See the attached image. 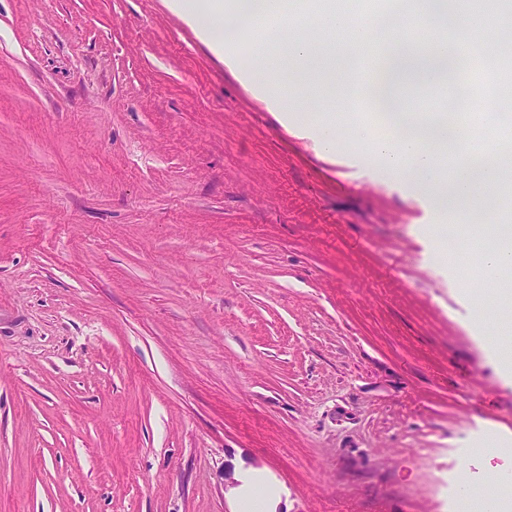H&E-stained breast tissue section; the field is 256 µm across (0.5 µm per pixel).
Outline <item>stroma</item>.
<instances>
[{
    "instance_id": "stroma-1",
    "label": "stroma",
    "mask_w": 512,
    "mask_h": 512,
    "mask_svg": "<svg viewBox=\"0 0 512 512\" xmlns=\"http://www.w3.org/2000/svg\"><path fill=\"white\" fill-rule=\"evenodd\" d=\"M171 0H0V512H454L512 487V315L351 115ZM262 484L254 483L248 493L242 498L241 511L243 512H266L269 502V490L258 489Z\"/></svg>"
}]
</instances>
